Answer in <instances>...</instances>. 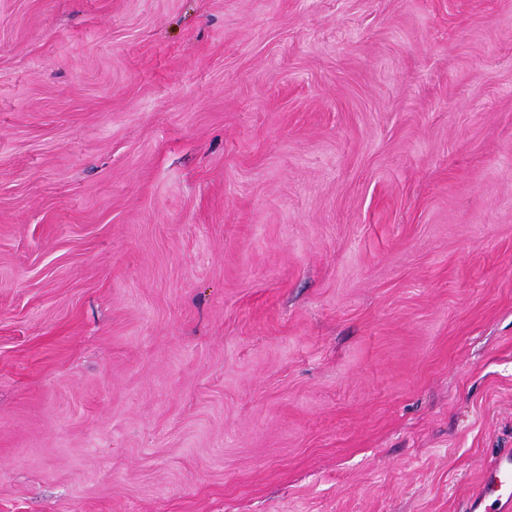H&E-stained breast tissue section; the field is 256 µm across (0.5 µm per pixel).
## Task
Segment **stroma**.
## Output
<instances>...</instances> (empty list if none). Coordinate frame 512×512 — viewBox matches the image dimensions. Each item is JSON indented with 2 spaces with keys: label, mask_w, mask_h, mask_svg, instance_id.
Segmentation results:
<instances>
[{
  "label": "stroma",
  "mask_w": 512,
  "mask_h": 512,
  "mask_svg": "<svg viewBox=\"0 0 512 512\" xmlns=\"http://www.w3.org/2000/svg\"><path fill=\"white\" fill-rule=\"evenodd\" d=\"M512 451V0H0V512H469Z\"/></svg>",
  "instance_id": "stroma-1"
}]
</instances>
